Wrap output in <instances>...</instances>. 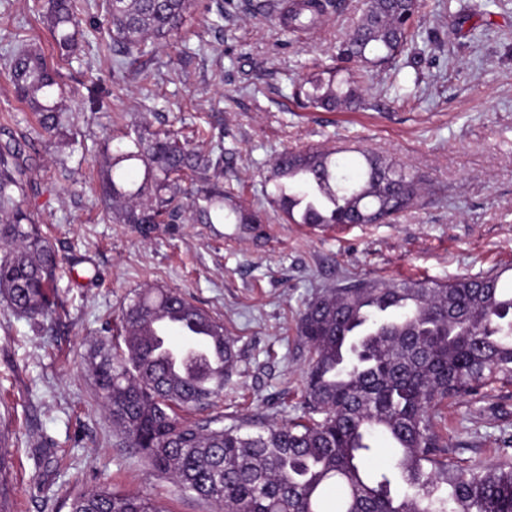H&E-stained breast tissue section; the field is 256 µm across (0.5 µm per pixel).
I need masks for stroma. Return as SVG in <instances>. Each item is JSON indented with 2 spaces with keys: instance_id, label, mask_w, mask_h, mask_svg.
Instances as JSON below:
<instances>
[{
  "instance_id": "obj_1",
  "label": "stroma",
  "mask_w": 512,
  "mask_h": 512,
  "mask_svg": "<svg viewBox=\"0 0 512 512\" xmlns=\"http://www.w3.org/2000/svg\"><path fill=\"white\" fill-rule=\"evenodd\" d=\"M415 19L436 44L407 45L395 69L376 67L359 110L303 106L299 78L335 63L337 47L362 14L342 0L308 32L224 0L222 30L193 22L194 37L144 59L140 75L113 80L112 57L89 33L60 64L30 0H0V54L24 38L71 86L109 85L107 108L80 100L54 136L0 76V142H19L33 167L28 202L63 269L57 311L33 324L0 301V429L14 452L15 512H69L71 498L107 486L138 492L166 512H215L182 492L125 447L102 407L87 352L116 333V318L146 287L180 291L234 336L240 372L215 405L192 418L255 426L295 414L308 353L297 335L303 303L354 280L428 278L448 282L512 266V0H424ZM465 19L467 31L448 36ZM161 104L146 112L148 99ZM148 121L224 145V184L267 208L272 162L284 150L352 147L403 164L422 180L421 206L394 221L311 232L269 223L165 224L142 234L113 223L98 200L93 163L102 131ZM448 457L503 463L512 438V387L478 402L442 407Z\"/></svg>"
}]
</instances>
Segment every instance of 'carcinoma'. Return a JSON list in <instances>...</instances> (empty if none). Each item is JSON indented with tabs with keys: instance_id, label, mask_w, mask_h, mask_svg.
I'll use <instances>...</instances> for the list:
<instances>
[{
	"instance_id": "obj_1",
	"label": "carcinoma",
	"mask_w": 512,
	"mask_h": 512,
	"mask_svg": "<svg viewBox=\"0 0 512 512\" xmlns=\"http://www.w3.org/2000/svg\"><path fill=\"white\" fill-rule=\"evenodd\" d=\"M200 0H106L92 21L112 49V76L139 74L141 58L177 38ZM334 0H296L281 20L292 32L315 28ZM90 0H32L66 62L84 37L81 12ZM418 0H365L362 18L343 40L337 64L306 76L295 94L324 110L363 105L366 65H395L420 37ZM3 74L16 97L52 135L68 98L59 70L24 39L4 55ZM82 97L97 111L109 93L99 83ZM99 169L112 220L149 232L177 224H260L258 211L224 190V148L203 150L174 133L140 124ZM340 149L284 151L273 163L266 197L292 224L389 221L421 199L420 178L406 167L359 152L356 170ZM143 166L128 180L125 164ZM33 168L20 144L0 143V298L34 322L55 311L52 293L61 261L41 234L27 202ZM502 272L426 279L358 281L325 288L298 313L308 352L301 414L255 434L211 427L185 411L224 393L240 373L235 339L224 323L179 292L145 288L119 316L123 345L101 339L88 360L102 402L127 447L177 487L217 512H512V463L472 465L446 456L433 411L450 400H477L496 385L512 386V289ZM179 303L205 326L222 354L213 370L204 353L184 354L186 371L168 378L152 322ZM386 440L391 466L369 471ZM12 451L0 446V512H10L5 476ZM406 486L393 490L396 480ZM70 512H164L154 499L106 487L75 497Z\"/></svg>"
}]
</instances>
